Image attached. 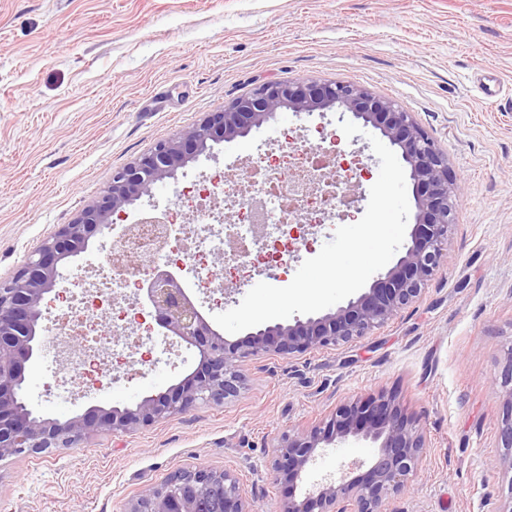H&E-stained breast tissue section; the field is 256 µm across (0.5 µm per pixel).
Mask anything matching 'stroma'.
Wrapping results in <instances>:
<instances>
[{"instance_id": "1", "label": "stroma", "mask_w": 512, "mask_h": 512, "mask_svg": "<svg viewBox=\"0 0 512 512\" xmlns=\"http://www.w3.org/2000/svg\"><path fill=\"white\" fill-rule=\"evenodd\" d=\"M502 88L488 96L479 81ZM353 83L412 112L457 177L447 256L421 296L372 335L292 357L250 356L240 394L129 433L101 431L77 448L0 460V512H117L181 469H232L240 492L275 512L287 488L271 471L285 432L340 403L397 395L426 438L421 469L397 499L405 512H507L501 466L512 360V0H0V280L59 225L97 201L158 142L262 84ZM334 139L330 169L344 204L364 215L380 161L368 130L339 111L277 120L216 145L137 204L177 203L180 182L215 169L248 189L260 146ZM313 234L287 262L228 270L198 295L205 317L277 287L327 243ZM113 388L35 358L30 407L55 418L133 405L177 383L195 355L163 356L132 326Z\"/></svg>"}]
</instances>
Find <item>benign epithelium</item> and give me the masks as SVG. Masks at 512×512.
<instances>
[{
    "label": "benign epithelium",
    "instance_id": "obj_1",
    "mask_svg": "<svg viewBox=\"0 0 512 512\" xmlns=\"http://www.w3.org/2000/svg\"><path fill=\"white\" fill-rule=\"evenodd\" d=\"M350 112L378 130L401 155L409 170L415 202L414 225L404 254L379 274L370 287L332 312L263 325L231 342L204 317L192 295L169 270L148 269L136 282V299L155 325L195 349L196 368L164 392L131 407L97 406L66 419L40 418L25 403V372L38 350L60 343L43 328L44 301L60 295L61 267L84 252L89 239L112 229V217L134 207L155 184L208 154L218 142L247 137L273 120L281 109L295 114L330 109ZM455 175L448 155L422 130L412 113L397 102L377 97L351 83L313 80L266 85L253 96L210 112L197 125L158 143L149 153L112 176V185L68 224L59 225L24 260L8 281H0V459L52 448H77L99 431L129 432L141 425L185 414L201 403L221 404L244 384L239 359L273 352L293 356L307 350L369 336L420 296L440 269L455 224ZM350 439L371 441L376 453L367 465L353 464L303 497L298 482L315 463L317 449ZM425 437L413 416L392 394L363 403L340 404L330 418L275 446L272 470L288 486L275 512H403L392 501L410 487ZM119 512H260L256 501L240 493L230 469H182L126 501Z\"/></svg>",
    "mask_w": 512,
    "mask_h": 512
}]
</instances>
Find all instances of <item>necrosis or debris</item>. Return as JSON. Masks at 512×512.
Masks as SVG:
<instances>
[{
  "label": "necrosis or debris",
  "instance_id": "1",
  "mask_svg": "<svg viewBox=\"0 0 512 512\" xmlns=\"http://www.w3.org/2000/svg\"><path fill=\"white\" fill-rule=\"evenodd\" d=\"M335 149L336 144L331 141L313 155L294 145L287 152L266 157L260 185L251 194L225 188L219 174L183 184L177 190L179 207L165 209L164 214L178 218L180 234L196 240L193 254L175 256L160 248L155 228L150 224L140 225L135 234L116 240L111 258L90 267L85 280L70 284L65 291L64 330L68 335L83 337L87 343L83 356L69 366L72 377H81L88 359L94 357L98 360L97 372L106 383H113L117 378L114 365L100 362L99 355L101 350L122 347V339L100 333L98 324L99 310L114 305L118 295L126 290L125 284L115 276L116 264L130 267L147 257L156 259L190 290L223 278L224 268L208 266L207 258L226 245L222 224L225 209L236 211L241 237L259 231L265 237L287 242L291 234L289 221L295 209H304L309 215L323 219L339 207L338 193L311 192L315 174L321 173Z\"/></svg>",
  "mask_w": 512,
  "mask_h": 512
}]
</instances>
